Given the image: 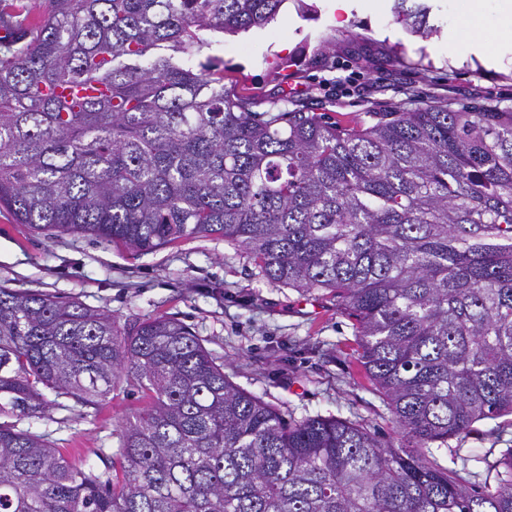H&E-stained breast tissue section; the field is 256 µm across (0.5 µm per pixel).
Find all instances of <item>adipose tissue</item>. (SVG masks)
<instances>
[{
    "label": "adipose tissue",
    "mask_w": 512,
    "mask_h": 512,
    "mask_svg": "<svg viewBox=\"0 0 512 512\" xmlns=\"http://www.w3.org/2000/svg\"><path fill=\"white\" fill-rule=\"evenodd\" d=\"M495 13L497 38L495 46H488L480 38H460L457 27H450L444 49L460 55L481 54L491 60L512 52V0H467V18L485 16Z\"/></svg>",
    "instance_id": "adipose-tissue-1"
}]
</instances>
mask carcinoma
I'll return each mask as SVG.
<instances>
[{"mask_svg": "<svg viewBox=\"0 0 512 512\" xmlns=\"http://www.w3.org/2000/svg\"><path fill=\"white\" fill-rule=\"evenodd\" d=\"M284 0H0V210L49 239L150 252L221 236L323 291L409 445L282 414L190 327L0 286V417L121 382L146 406L77 464L0 422V512H512V448L476 487L431 448L512 415V112L418 104L329 123L224 87L215 34ZM427 0H394L429 38Z\"/></svg>", "mask_w": 512, "mask_h": 512, "instance_id": "cac0c4a2", "label": "carcinoma"}]
</instances>
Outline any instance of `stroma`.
<instances>
[{
	"label": "stroma",
	"instance_id": "stroma-1",
	"mask_svg": "<svg viewBox=\"0 0 512 512\" xmlns=\"http://www.w3.org/2000/svg\"><path fill=\"white\" fill-rule=\"evenodd\" d=\"M313 10L285 0L266 27L225 35L211 55L244 93L280 94L326 120L349 124L411 98L458 106L497 100L512 111V54L497 64L437 50L397 23L393 0L377 14L339 21L329 0ZM334 41L330 55L317 46ZM402 59L392 67L391 56ZM0 285L51 294L109 311L119 324L156 316L191 327L235 385L277 407L285 418L337 416L400 444L383 396L358 361L354 320L320 292H301L263 279L240 248L220 237L185 239L142 253L81 235L47 239L0 212ZM145 405L118 386L97 406L78 412L73 400L51 404L46 419L15 420L19 431L48 434L73 461L97 463L96 449L116 445L121 422ZM483 470L485 453L512 448V416L476 423L464 437L436 449L451 466L455 449Z\"/></svg>",
	"mask_w": 512,
	"mask_h": 512
}]
</instances>
